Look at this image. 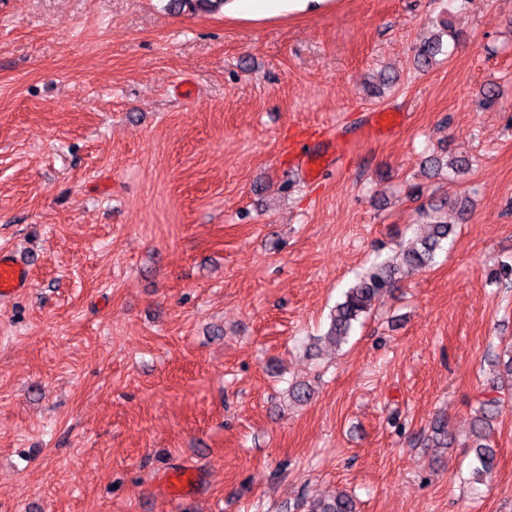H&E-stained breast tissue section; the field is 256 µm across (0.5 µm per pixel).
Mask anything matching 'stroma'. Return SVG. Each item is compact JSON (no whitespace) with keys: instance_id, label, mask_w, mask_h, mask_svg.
Returning <instances> with one entry per match:
<instances>
[{"instance_id":"35a3bbf8","label":"stroma","mask_w":512,"mask_h":512,"mask_svg":"<svg viewBox=\"0 0 512 512\" xmlns=\"http://www.w3.org/2000/svg\"><path fill=\"white\" fill-rule=\"evenodd\" d=\"M336 2L0 0V249L31 261L0 301V512H293L341 489L359 512H512V395L491 476L464 484L512 343L491 276L512 259V0ZM443 18L461 38L419 70ZM379 107L405 113L395 134L317 181L288 163L299 128ZM431 155L471 166L435 176ZM464 194L434 266L341 350L311 346L357 273L428 233L420 210ZM175 472L195 477L177 499ZM178 12H207L224 6V14L243 19H268L287 14L330 10L333 0H169ZM225 1V2H224ZM500 401V398L497 396L489 397L488 395H484L482 399L478 400L476 411L478 415L476 416L474 427V435L478 440L485 437L483 433L486 432V426H489V421L493 418Z\"/></svg>"}]
</instances>
